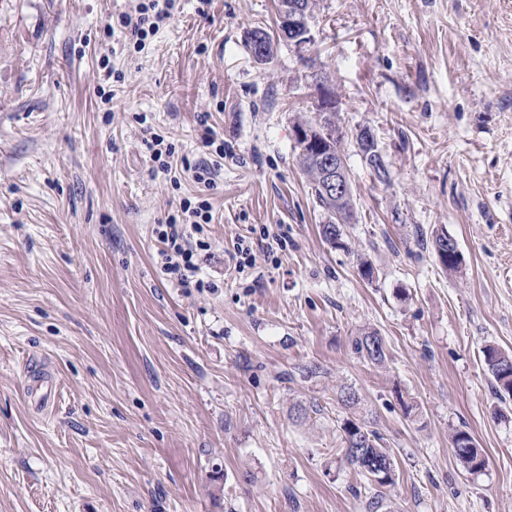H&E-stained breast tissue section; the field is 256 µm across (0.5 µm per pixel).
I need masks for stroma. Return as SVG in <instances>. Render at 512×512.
<instances>
[{
	"label": "stroma",
	"instance_id": "1",
	"mask_svg": "<svg viewBox=\"0 0 512 512\" xmlns=\"http://www.w3.org/2000/svg\"><path fill=\"white\" fill-rule=\"evenodd\" d=\"M133 3L0 0V512H365L336 454L340 384L393 455L386 512H512V400L482 355L512 350V0H315L305 52L262 65L247 37L275 31L278 0H181L141 51L104 33ZM320 76L356 203L339 249L293 140ZM186 198L213 206L210 290L159 272L153 228ZM264 227L286 249L238 272V238ZM438 228L458 272L417 241ZM367 328L385 365L351 349ZM455 427L483 472L457 463ZM359 133L356 135L358 151L378 181L386 182L388 180V164L385 157L378 148L377 141L374 140L370 144L363 142L361 140V134ZM378 153H380V155ZM376 162L381 165L382 173H380L378 166H376ZM146 148L151 152V156L157 161H162L161 170L163 172L171 173L172 165L166 161L162 160L163 156L171 157L174 154V149L171 144H165L164 138H161L158 135H151L150 139H145L144 141ZM452 450L460 466L471 474L481 473L487 465L483 448L465 429L454 428L450 433Z\"/></svg>",
	"mask_w": 512,
	"mask_h": 512
}]
</instances>
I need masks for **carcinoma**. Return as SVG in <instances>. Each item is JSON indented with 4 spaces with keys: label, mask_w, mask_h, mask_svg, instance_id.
I'll use <instances>...</instances> for the list:
<instances>
[{
    "label": "carcinoma",
    "mask_w": 512,
    "mask_h": 512,
    "mask_svg": "<svg viewBox=\"0 0 512 512\" xmlns=\"http://www.w3.org/2000/svg\"><path fill=\"white\" fill-rule=\"evenodd\" d=\"M304 126L314 131L315 145L309 148V154H299L306 173L311 177L312 190L318 205L327 213L328 223L321 225V235L333 248L344 246L345 225L337 223L338 215L346 212L355 214L353 194L340 203L326 197L319 185L320 170L316 160V149L342 153L345 132L336 121L334 112H317L313 120ZM358 151L380 182L388 180V164L380 154L377 142L370 144L356 135ZM354 354L366 362L381 364L386 359V348L382 336L376 330H363L351 341ZM484 363L493 376L500 391L512 395V352L505 351L493 344H487L482 350ZM337 402L349 412L341 426V444L339 452L344 462L359 476L372 485L383 488L396 485V470L393 456L385 448L382 437L371 428L368 417L361 415V399L351 386H340L336 390ZM452 450L460 466L471 474L482 472L487 465L484 449L478 447L474 437L465 429L454 428L450 433Z\"/></svg>",
    "instance_id": "carcinoma-1"
}]
</instances>
